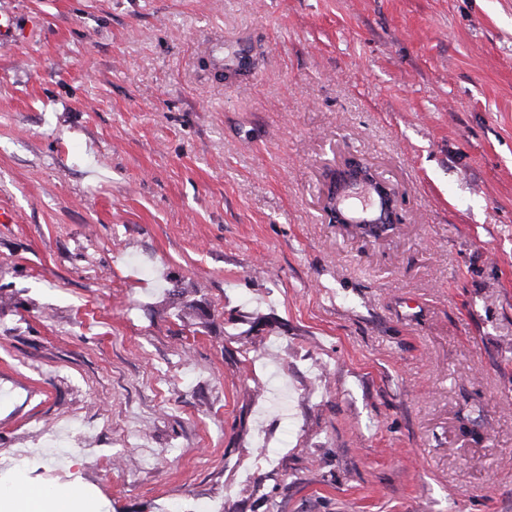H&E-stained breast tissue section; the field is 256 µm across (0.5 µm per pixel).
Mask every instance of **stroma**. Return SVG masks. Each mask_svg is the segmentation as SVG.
Listing matches in <instances>:
<instances>
[{"label":"stroma","instance_id":"stroma-1","mask_svg":"<svg viewBox=\"0 0 512 512\" xmlns=\"http://www.w3.org/2000/svg\"><path fill=\"white\" fill-rule=\"evenodd\" d=\"M0 10V486L512 512V0ZM353 197L358 200V203L348 208L349 217L353 220L368 217L379 208L378 199L367 191L359 190L358 193L354 194L351 198Z\"/></svg>","mask_w":512,"mask_h":512}]
</instances>
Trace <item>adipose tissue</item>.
Here are the masks:
<instances>
[{
	"mask_svg": "<svg viewBox=\"0 0 512 512\" xmlns=\"http://www.w3.org/2000/svg\"><path fill=\"white\" fill-rule=\"evenodd\" d=\"M0 512H98V505L72 489L47 490L34 486L0 491Z\"/></svg>",
	"mask_w": 512,
	"mask_h": 512,
	"instance_id": "1",
	"label": "adipose tissue"
}]
</instances>
